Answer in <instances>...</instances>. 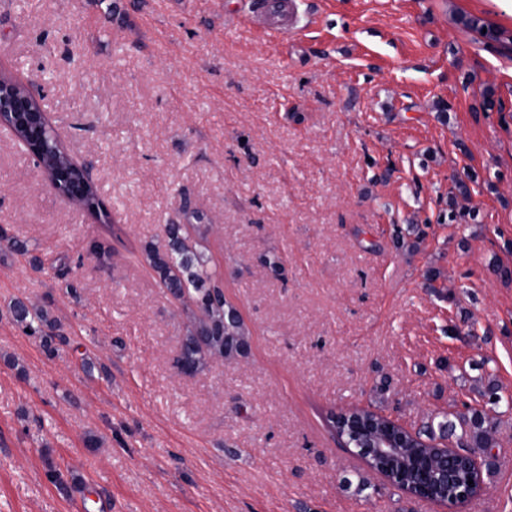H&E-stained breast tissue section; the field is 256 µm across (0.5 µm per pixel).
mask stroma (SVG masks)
I'll return each instance as SVG.
<instances>
[{
	"label": "stroma",
	"instance_id": "35a3bbf8",
	"mask_svg": "<svg viewBox=\"0 0 512 512\" xmlns=\"http://www.w3.org/2000/svg\"><path fill=\"white\" fill-rule=\"evenodd\" d=\"M253 3L0 0V68L40 84L112 216L0 132V231L45 265L0 242V512H435L338 445L353 407L499 419L459 512H512V0H297L278 38ZM172 221L249 331L193 375L190 311L142 255ZM17 299L63 325L56 354ZM35 164L42 169L44 175L46 176L51 188L60 196L68 199L69 201L79 205L77 199L81 197L91 186L92 179H90L89 172L86 169L85 178L88 180H81L78 185L71 187V192H63L62 186L53 179V172L46 168L42 161L38 158L33 157Z\"/></svg>",
	"mask_w": 512,
	"mask_h": 512
}]
</instances>
